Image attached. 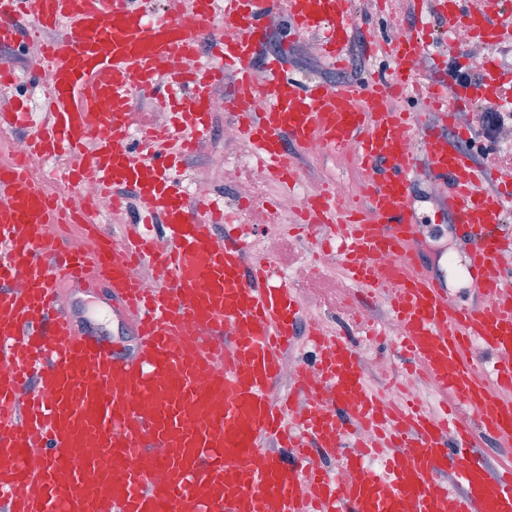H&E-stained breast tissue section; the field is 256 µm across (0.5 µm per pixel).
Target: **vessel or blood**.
<instances>
[{"mask_svg":"<svg viewBox=\"0 0 512 512\" xmlns=\"http://www.w3.org/2000/svg\"><path fill=\"white\" fill-rule=\"evenodd\" d=\"M196 4L185 19L170 7L147 16L139 0H0L1 45H17L22 13L53 34L45 72L26 78L43 85L47 120L34 125L19 107L0 113V128L30 127V152L80 161L66 183L90 170L99 191L130 190L161 228L153 239L134 223L117 239L86 206L78 213L91 249L71 251L45 231L63 223L69 203L46 196L25 167L0 165V197L9 201L0 209V512H512V464L488 477L476 450L486 437L512 445V271L500 266L512 251L502 226L512 199L455 135L394 107L426 53L423 32L402 42L366 39L392 62L386 78L336 85L277 74L261 84L254 60L274 10L286 9L296 35L322 34L325 54L340 60L356 29L353 0ZM423 4L488 47L512 39L500 23L512 0ZM203 46L214 66L171 73L187 90L171 101L160 66ZM228 67L238 77L225 109L278 181L298 180L295 155L310 147L355 149L367 175L363 208L318 192L303 203L306 221L333 226L354 285H397L390 306L398 343L468 420L430 417L416 402L389 412L365 386L350 340L315 330L319 352L301 368L298 392L327 394V403L298 409V392L271 400L282 353L299 333L295 294L273 284L271 264L250 261L235 229L216 233L210 205L187 193L178 157L189 141L175 152L170 131L136 124L137 96L146 93L174 105L181 127L206 135L209 87ZM478 88L487 106L512 96L511 86L485 78ZM469 91L440 80L429 103L450 112L469 103ZM413 139L448 191L444 204L466 242L480 305H449L440 277L410 248ZM145 264L159 274L149 291L139 275ZM18 273L20 289L12 285ZM65 284L108 288L133 350L79 329ZM358 426L397 434V452L369 466ZM269 439L287 448V461L264 450ZM337 454L343 472L335 477L318 458Z\"/></svg>","mask_w":512,"mask_h":512,"instance_id":"b4317fda","label":"vessel or blood"}]
</instances>
